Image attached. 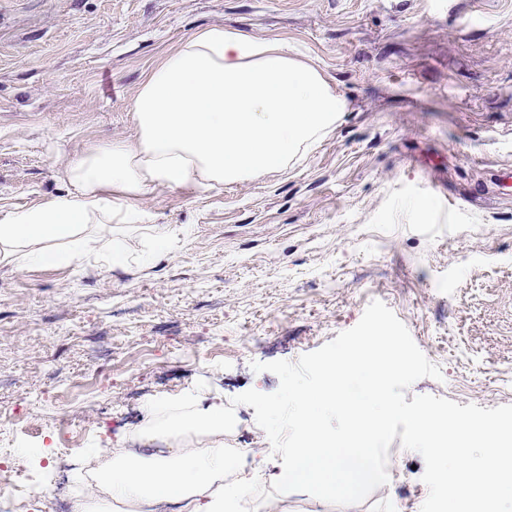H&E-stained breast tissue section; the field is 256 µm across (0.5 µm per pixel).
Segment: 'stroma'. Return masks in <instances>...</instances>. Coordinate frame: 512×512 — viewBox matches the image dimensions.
Returning <instances> with one entry per match:
<instances>
[{"instance_id": "35a3bbf8", "label": "stroma", "mask_w": 512, "mask_h": 512, "mask_svg": "<svg viewBox=\"0 0 512 512\" xmlns=\"http://www.w3.org/2000/svg\"><path fill=\"white\" fill-rule=\"evenodd\" d=\"M213 24L288 41L346 99L335 129L279 172L113 194L130 250L0 264V460L35 480L105 449L166 453L158 423L279 386L297 361L386 304L442 377L408 396L512 405V0H0V218L68 195L84 149L136 135L144 73ZM170 233L165 246L150 227ZM236 479L282 472L235 408ZM422 456L321 512H421Z\"/></svg>"}]
</instances>
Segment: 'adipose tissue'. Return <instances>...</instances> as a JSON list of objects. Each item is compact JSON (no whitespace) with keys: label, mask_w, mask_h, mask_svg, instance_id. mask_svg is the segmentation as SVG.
Instances as JSON below:
<instances>
[{"label":"adipose tissue","mask_w":512,"mask_h":512,"mask_svg":"<svg viewBox=\"0 0 512 512\" xmlns=\"http://www.w3.org/2000/svg\"><path fill=\"white\" fill-rule=\"evenodd\" d=\"M346 109L345 98L287 41L209 26L145 73L131 105L133 142L75 155L64 171L68 195L0 221V264L55 262L58 240H75L79 255L101 248L86 227L118 216L113 192L137 198L160 187L237 182L280 170L299 151L315 149ZM196 427L215 434V442L161 457L113 449L100 492L75 498L72 512L172 500L189 501L191 512H233L243 484L221 494L213 489L237 464L219 440L223 404L170 423L174 431Z\"/></svg>","instance_id":"adipose-tissue-1"}]
</instances>
